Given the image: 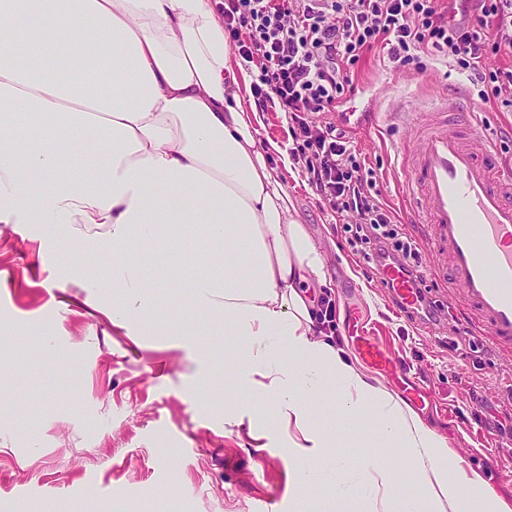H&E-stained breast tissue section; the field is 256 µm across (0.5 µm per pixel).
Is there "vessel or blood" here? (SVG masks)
Returning <instances> with one entry per match:
<instances>
[{
	"instance_id": "obj_1",
	"label": "vessel or blood",
	"mask_w": 512,
	"mask_h": 512,
	"mask_svg": "<svg viewBox=\"0 0 512 512\" xmlns=\"http://www.w3.org/2000/svg\"><path fill=\"white\" fill-rule=\"evenodd\" d=\"M490 138L439 121L405 147V182L421 191L424 210L412 218L435 227L437 255L450 265L468 317L512 353V166L494 168L481 156ZM401 306H418L413 283L397 268L380 274Z\"/></svg>"
}]
</instances>
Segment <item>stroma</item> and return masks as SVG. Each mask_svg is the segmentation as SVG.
<instances>
[{"label":"stroma","mask_w":512,"mask_h":512,"mask_svg":"<svg viewBox=\"0 0 512 512\" xmlns=\"http://www.w3.org/2000/svg\"><path fill=\"white\" fill-rule=\"evenodd\" d=\"M355 91L317 121L335 123L376 165L384 204L403 212V156L413 138L399 108H422L420 123L437 120L427 105L462 92L460 114L477 112L479 129L496 143L498 162L512 163V110L481 102L448 64L405 76L369 53L353 79ZM375 109L365 130L358 113ZM280 176L325 257L337 321L359 304L369 335L383 344L428 396L418 416L447 439L452 459L477 471L512 506V436L497 432L484 403L512 396V356L475 330L462 307L432 317L407 316L381 287L370 263L355 254L343 230L301 168ZM422 250L429 296L452 295L444 260L431 247L432 225L403 224ZM77 224H0V512L19 503L43 512H329L323 482L299 491L288 469V439L274 425L251 426L225 412L241 397L235 365L225 362L220 328L192 321L176 336V303L192 273L176 287L158 283L153 308L112 324L109 286L115 254L80 255ZM458 349H449V341Z\"/></svg>","instance_id":"obj_1"}]
</instances>
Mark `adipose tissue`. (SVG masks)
Instances as JSON below:
<instances>
[{
    "label": "adipose tissue",
    "instance_id": "adipose-tissue-1",
    "mask_svg": "<svg viewBox=\"0 0 512 512\" xmlns=\"http://www.w3.org/2000/svg\"><path fill=\"white\" fill-rule=\"evenodd\" d=\"M216 0H0V224H82L124 251L112 323L150 307L153 243L193 270L191 308L224 324L242 405L288 431L298 487L325 477L366 512H512L395 394L315 335L325 260L260 145L259 111Z\"/></svg>",
    "mask_w": 512,
    "mask_h": 512
}]
</instances>
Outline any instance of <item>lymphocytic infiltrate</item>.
Returning <instances> with one entry per match:
<instances>
[{"label": "lymphocytic infiltrate", "instance_id": "f902f5d3", "mask_svg": "<svg viewBox=\"0 0 512 512\" xmlns=\"http://www.w3.org/2000/svg\"><path fill=\"white\" fill-rule=\"evenodd\" d=\"M224 31L241 59L254 64L256 106L288 118L290 154L323 204L346 225L350 246L376 267L398 266L426 285L418 242L400 232L378 197L346 130L316 125L353 92L365 53L386 49L396 69L423 74L441 60L465 73L481 101L512 107V0H224Z\"/></svg>", "mask_w": 512, "mask_h": 512}]
</instances>
